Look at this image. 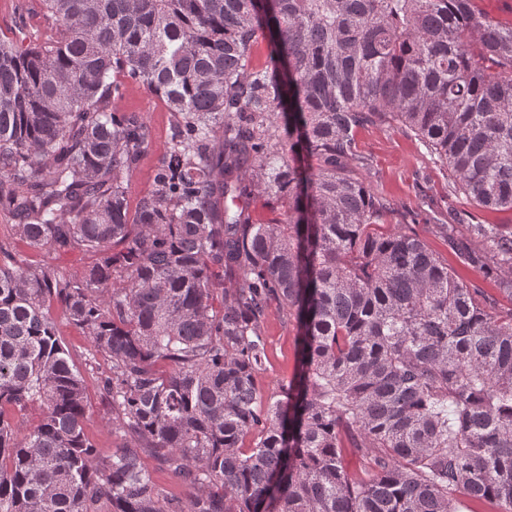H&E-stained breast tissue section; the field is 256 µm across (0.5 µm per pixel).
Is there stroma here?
Masks as SVG:
<instances>
[{"label": "stroma", "instance_id": "1", "mask_svg": "<svg viewBox=\"0 0 512 512\" xmlns=\"http://www.w3.org/2000/svg\"><path fill=\"white\" fill-rule=\"evenodd\" d=\"M115 107L117 111L133 112L144 117L151 128V145L129 181L128 202L134 206L151 187L163 147L170 135L173 117L160 98L139 85L129 87ZM357 142L358 150L366 161L364 167L358 168V175L369 182L377 194L390 200L396 209L416 212L417 232L449 268L458 269L465 281L494 299L497 307H512L511 300L499 295L492 278L478 270L459 268L440 225L435 224L433 217L437 212L446 210L462 214L469 212L471 206L464 197L449 195L447 181L426 148L413 136L385 125L360 128ZM51 315L86 382L89 416L86 433L100 457H111L120 440L103 423L107 403L101 395L99 384L108 371L107 364L103 361L90 363L88 337L69 323L60 307H53ZM295 336L293 326L285 324L277 311H270L265 329L269 362L265 371L257 377V385L264 395L276 393L279 385L292 377L296 365Z\"/></svg>", "mask_w": 512, "mask_h": 512}]
</instances>
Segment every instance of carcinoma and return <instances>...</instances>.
<instances>
[{
	"instance_id": "cac0c4a2",
	"label": "carcinoma",
	"mask_w": 512,
	"mask_h": 512,
	"mask_svg": "<svg viewBox=\"0 0 512 512\" xmlns=\"http://www.w3.org/2000/svg\"><path fill=\"white\" fill-rule=\"evenodd\" d=\"M41 5L46 38L28 0L0 36V512H512V308L353 172L358 130L379 123L416 136L449 193L512 210V23L476 0ZM128 81L173 115L134 211L126 185L151 132L115 111ZM258 198L278 204L262 224ZM467 225H443L459 264L495 259L512 298V231ZM15 240L96 260L68 275ZM55 303L109 366L126 444L108 461ZM272 308L297 359L265 397ZM140 455L153 480L156 483L166 487L167 491L172 496L184 502L189 492L188 487L172 481L168 477L167 473L162 468H160L159 463L146 452H140Z\"/></svg>"
}]
</instances>
